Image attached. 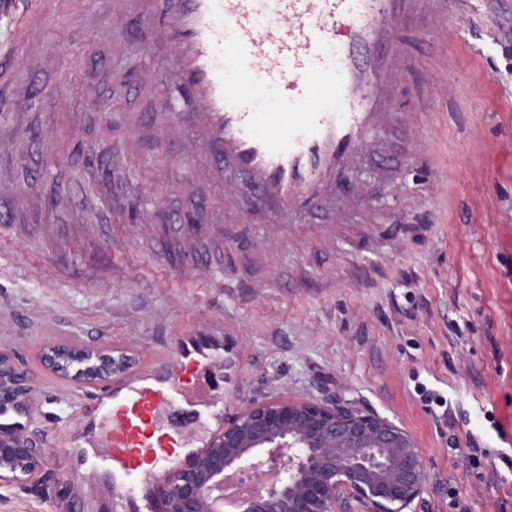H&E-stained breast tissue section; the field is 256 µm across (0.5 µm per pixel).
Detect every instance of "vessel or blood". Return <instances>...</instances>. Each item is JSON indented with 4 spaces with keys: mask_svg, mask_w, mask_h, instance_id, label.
Returning <instances> with one entry per match:
<instances>
[{
    "mask_svg": "<svg viewBox=\"0 0 512 512\" xmlns=\"http://www.w3.org/2000/svg\"><path fill=\"white\" fill-rule=\"evenodd\" d=\"M69 2L26 0L0 52L27 50L34 28L64 16ZM408 8L441 11L440 0H168L175 81L211 158L245 177L252 203L272 207L277 223L335 196L387 125L378 94L399 66L393 26ZM258 85L276 89L278 111H255ZM224 245L223 225L184 224L173 252L220 271ZM224 352L218 338L179 337L163 365L108 383L80 415V433L94 441L81 462L111 487L112 512H157L160 481L223 434V402H181L185 373Z\"/></svg>",
    "mask_w": 512,
    "mask_h": 512,
    "instance_id": "vessel-or-blood-1",
    "label": "vessel or blood"
}]
</instances>
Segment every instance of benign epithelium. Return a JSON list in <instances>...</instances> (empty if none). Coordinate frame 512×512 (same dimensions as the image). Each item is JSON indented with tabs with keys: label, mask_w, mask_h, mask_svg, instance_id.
Masks as SVG:
<instances>
[{
	"label": "benign epithelium",
	"mask_w": 512,
	"mask_h": 512,
	"mask_svg": "<svg viewBox=\"0 0 512 512\" xmlns=\"http://www.w3.org/2000/svg\"><path fill=\"white\" fill-rule=\"evenodd\" d=\"M50 369L75 383L107 382L126 366L112 347L78 351L48 342ZM0 406L25 422L0 424V486L34 478L48 449L31 430L32 389L25 374L0 352ZM254 486L276 484L244 501L237 512H405L427 484L424 455L413 435L388 417L350 404L276 398L247 404L224 421V433L158 489L160 512H223L229 471Z\"/></svg>",
	"instance_id": "7a95c632"
}]
</instances>
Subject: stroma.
Returning a JSON list of instances; mask_svg holds the SVG:
<instances>
[{
	"instance_id": "obj_1",
	"label": "stroma",
	"mask_w": 512,
	"mask_h": 512,
	"mask_svg": "<svg viewBox=\"0 0 512 512\" xmlns=\"http://www.w3.org/2000/svg\"><path fill=\"white\" fill-rule=\"evenodd\" d=\"M91 2L70 0L36 35L38 71L0 57L21 86L0 111L14 134L0 178L18 195L0 210V352L32 385L50 448L33 480L0 488V512L59 498L108 512L102 483L66 478L89 448L75 417L101 387L47 369L46 341L111 344L135 372L187 332L235 351L217 372L228 413L278 397L352 403L418 441L428 479L412 512H512V0H446L444 18L400 27L384 108L423 121L377 133L338 198L298 216L271 258L269 209H242L239 177L214 167L200 129L162 140L147 123L193 111L161 0ZM189 220L223 225V277L172 265L163 229Z\"/></svg>"
}]
</instances>
